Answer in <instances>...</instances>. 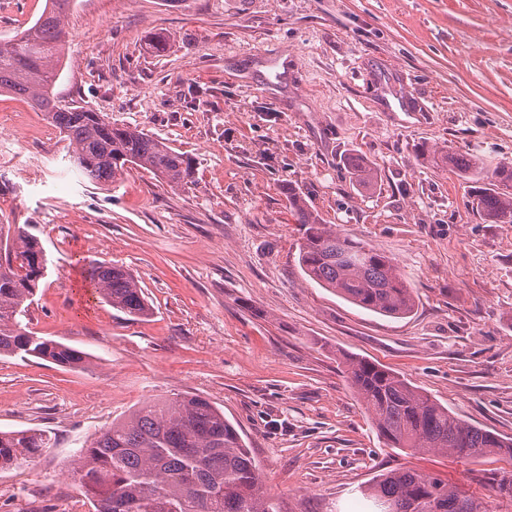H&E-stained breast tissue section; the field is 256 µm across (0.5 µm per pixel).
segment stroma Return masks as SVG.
<instances>
[{
    "instance_id": "obj_1",
    "label": "stroma",
    "mask_w": 512,
    "mask_h": 512,
    "mask_svg": "<svg viewBox=\"0 0 512 512\" xmlns=\"http://www.w3.org/2000/svg\"><path fill=\"white\" fill-rule=\"evenodd\" d=\"M44 6L0 0V39ZM65 22L58 106L143 129L194 174L176 189L139 168L91 183L58 128L0 95V224L29 225L48 259L21 321L89 356L0 359V430L51 439L0 472V512H92L59 471L113 419L180 394L223 409L282 512H369L363 490L395 468L512 512L497 491L507 461L388 447L344 363H381L512 438V222L488 223L474 183L429 157L512 159V0H73ZM355 154L372 184L352 178ZM289 186L393 258L412 313L308 280ZM86 260L131 272L152 315L102 302Z\"/></svg>"
}]
</instances>
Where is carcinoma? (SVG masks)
I'll use <instances>...</instances> for the list:
<instances>
[{
	"mask_svg": "<svg viewBox=\"0 0 512 512\" xmlns=\"http://www.w3.org/2000/svg\"><path fill=\"white\" fill-rule=\"evenodd\" d=\"M70 5L71 0H46L32 26L0 41V93L44 113L68 141L72 168L92 183L115 182L132 166L172 188L191 183V159L166 142L137 127L116 125L99 112L57 106L54 88L69 36L65 15ZM431 162L488 183L477 207L493 224L512 222L511 160L490 172L474 155L434 150ZM348 165L360 183L374 180L375 169L363 157H350ZM288 205L301 226L299 263L310 280L383 316L411 311L413 288L391 257L324 223L292 187ZM46 270L43 246L28 225L0 224V357L29 356L78 368L86 361L84 352L39 336L19 320ZM86 274L113 308L133 320L150 316L143 288L123 267L91 261ZM346 374L389 447L445 452L465 462L490 455L512 461V439L459 419L397 372L350 357ZM48 444L39 430L0 431V471L38 455ZM70 473L85 488L94 512H281L224 410L195 394L148 402L112 422L77 449ZM365 495L374 512H483L462 488L412 469L381 475Z\"/></svg>",
	"mask_w": 512,
	"mask_h": 512,
	"instance_id": "cac0c4a2",
	"label": "carcinoma"
}]
</instances>
